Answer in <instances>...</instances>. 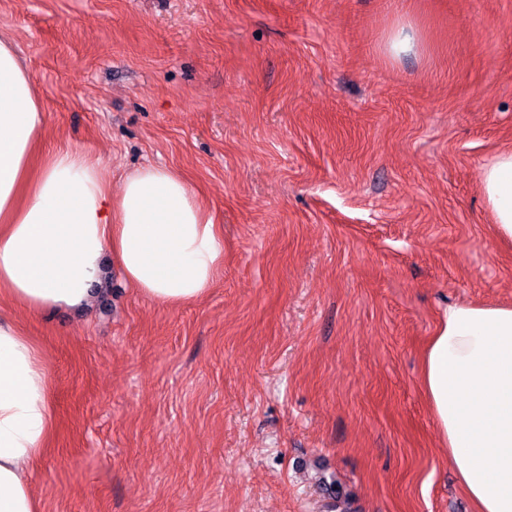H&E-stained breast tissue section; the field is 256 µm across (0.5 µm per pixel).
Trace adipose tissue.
<instances>
[{"label":"adipose tissue","instance_id":"ef3b65f1","mask_svg":"<svg viewBox=\"0 0 512 512\" xmlns=\"http://www.w3.org/2000/svg\"><path fill=\"white\" fill-rule=\"evenodd\" d=\"M32 75L0 40V300L31 315L87 306L112 254L139 295L201 299L224 265V229L185 177L148 166L112 194L98 160L41 152ZM497 235L512 240V151L479 173ZM422 385L441 445L475 512H512V305L455 304L428 340ZM42 352L0 311V512H43L31 471L54 430Z\"/></svg>","mask_w":512,"mask_h":512}]
</instances>
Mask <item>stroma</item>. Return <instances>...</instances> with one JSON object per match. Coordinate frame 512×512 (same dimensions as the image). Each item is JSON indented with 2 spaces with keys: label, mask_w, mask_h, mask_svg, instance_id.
Listing matches in <instances>:
<instances>
[{
  "label": "stroma",
  "mask_w": 512,
  "mask_h": 512,
  "mask_svg": "<svg viewBox=\"0 0 512 512\" xmlns=\"http://www.w3.org/2000/svg\"><path fill=\"white\" fill-rule=\"evenodd\" d=\"M416 38L398 58V24ZM47 145L169 167L224 227L200 301L15 319L56 433L43 512H472L425 399L448 305L512 303L481 166L512 149V0H0Z\"/></svg>",
  "instance_id": "35a3bbf8"
}]
</instances>
